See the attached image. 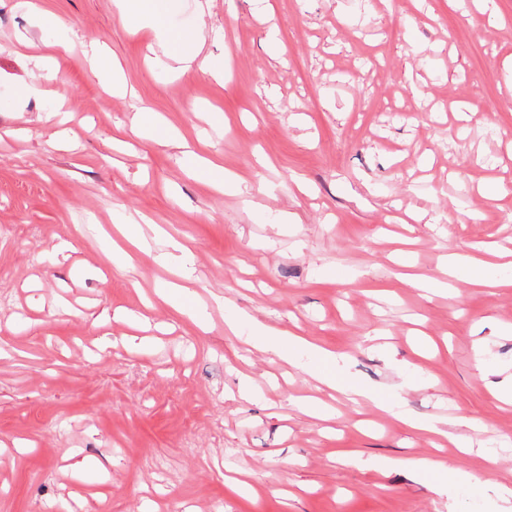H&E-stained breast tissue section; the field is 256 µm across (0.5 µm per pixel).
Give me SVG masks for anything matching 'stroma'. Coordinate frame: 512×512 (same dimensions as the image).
Here are the masks:
<instances>
[{
  "mask_svg": "<svg viewBox=\"0 0 512 512\" xmlns=\"http://www.w3.org/2000/svg\"><path fill=\"white\" fill-rule=\"evenodd\" d=\"M169 6L208 72H176L178 44L150 48L114 0H0V512H499L512 269L454 298L407 280L512 245V0ZM93 39L126 95L85 62ZM143 109L170 139L139 134ZM191 154L234 187L192 175ZM139 232L152 251L129 249ZM172 241L180 260L157 262ZM186 274L193 316L155 295ZM242 313L342 355L411 416L482 421L458 430L473 454L319 388L307 351L254 350ZM417 456L484 483L379 465Z\"/></svg>",
  "mask_w": 512,
  "mask_h": 512,
  "instance_id": "obj_1",
  "label": "stroma"
}]
</instances>
